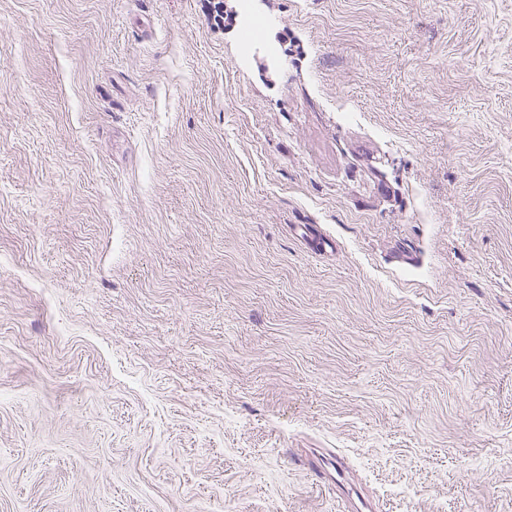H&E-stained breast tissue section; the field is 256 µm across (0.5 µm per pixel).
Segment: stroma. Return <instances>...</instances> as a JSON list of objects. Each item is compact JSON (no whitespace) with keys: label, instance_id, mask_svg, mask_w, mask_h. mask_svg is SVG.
Masks as SVG:
<instances>
[{"label":"stroma","instance_id":"stroma-1","mask_svg":"<svg viewBox=\"0 0 512 512\" xmlns=\"http://www.w3.org/2000/svg\"><path fill=\"white\" fill-rule=\"evenodd\" d=\"M310 452L512 512V0H0V512H348ZM302 462L303 466L324 485L331 486L332 489H336V493L343 496L340 491V485L338 484L340 481L337 478L335 480V477L325 468V460L322 455L313 453L309 456H305Z\"/></svg>","mask_w":512,"mask_h":512}]
</instances>
